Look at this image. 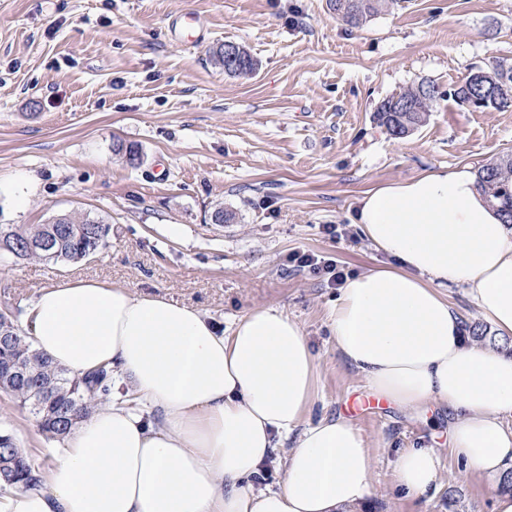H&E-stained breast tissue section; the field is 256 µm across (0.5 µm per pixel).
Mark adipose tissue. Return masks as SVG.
<instances>
[{
  "instance_id": "adipose-tissue-1",
  "label": "adipose tissue",
  "mask_w": 512,
  "mask_h": 512,
  "mask_svg": "<svg viewBox=\"0 0 512 512\" xmlns=\"http://www.w3.org/2000/svg\"><path fill=\"white\" fill-rule=\"evenodd\" d=\"M390 263L345 281L328 313L342 361L406 409L448 412V452L471 477L512 475V354L468 340L443 288L466 285L497 337L512 339V227L468 169L366 191L352 216ZM22 328L54 364L81 376L109 364L136 406L100 405L50 461L40 489L0 497V512H356L374 460L344 417L310 422L320 366L281 309L231 329L199 310L89 278H65L29 303ZM277 487L254 478L276 449ZM436 448L401 450L405 497L436 494Z\"/></svg>"
}]
</instances>
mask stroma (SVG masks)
I'll list each match as a JSON object with an SVG mask.
<instances>
[{"label": "stroma", "instance_id": "35a3bbf8", "mask_svg": "<svg viewBox=\"0 0 512 512\" xmlns=\"http://www.w3.org/2000/svg\"><path fill=\"white\" fill-rule=\"evenodd\" d=\"M181 15L200 40L172 37ZM227 41L258 61L253 75L215 62ZM499 61L512 64V0H398L359 28L326 0H0V224L76 212L112 226L86 261L0 262V303L82 273L194 305L223 329L255 308L284 309L320 361L311 419L350 414L368 441L367 512H493L497 479L465 476L446 454L447 414L390 403L350 413L366 385L329 333L338 291L289 257L323 254L348 275L384 267L351 222L364 192L512 153V109L442 100L401 139L374 119L407 86L444 90ZM120 141L138 146V167L115 153ZM220 208L229 222L214 223ZM326 224L347 233L330 238ZM0 425L47 468L51 439L1 390ZM422 443L446 454L428 501L394 487L397 452Z\"/></svg>", "mask_w": 512, "mask_h": 512}]
</instances>
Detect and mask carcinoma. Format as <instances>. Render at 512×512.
<instances>
[{
  "instance_id": "1",
  "label": "carcinoma",
  "mask_w": 512,
  "mask_h": 512,
  "mask_svg": "<svg viewBox=\"0 0 512 512\" xmlns=\"http://www.w3.org/2000/svg\"><path fill=\"white\" fill-rule=\"evenodd\" d=\"M393 0H327V7L344 24L359 28L385 11ZM235 68L216 61L230 75L248 76L257 68L255 59L242 46ZM468 78L441 93L430 83L411 85L383 100L375 110L379 126L394 138H403L422 125L435 103L443 96L462 103L467 99ZM477 185L496 206L506 224H512V154L498 157L478 171ZM112 226L88 214H63L61 223L0 224V260L39 259L53 262H78L90 259L107 247ZM23 309L9 302L0 308V318L10 321L12 335L0 338V389L10 393L29 409L40 428L64 439L73 426L88 418L101 403L112 401V368L100 366L81 377H71L36 351L19 328ZM0 490L41 483L36 467L25 449L6 428H0Z\"/></svg>"
}]
</instances>
